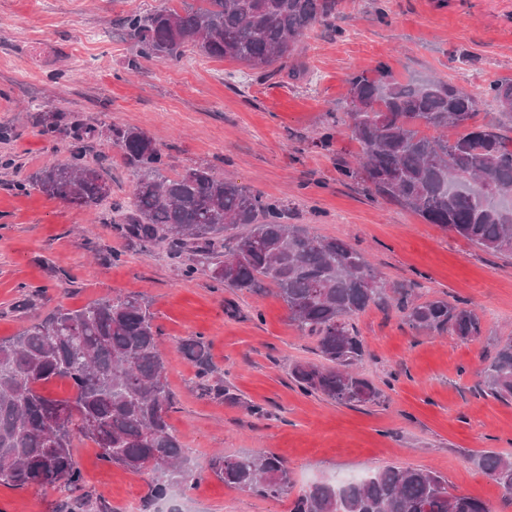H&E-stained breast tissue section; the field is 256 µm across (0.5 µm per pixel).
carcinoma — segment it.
I'll use <instances>...</instances> for the list:
<instances>
[{
	"label": "carcinoma",
	"mask_w": 512,
	"mask_h": 512,
	"mask_svg": "<svg viewBox=\"0 0 512 512\" xmlns=\"http://www.w3.org/2000/svg\"><path fill=\"white\" fill-rule=\"evenodd\" d=\"M340 0H194L124 21L139 56L181 59L192 47L213 59L264 72L293 56L315 23L336 16ZM501 113L512 120V79L489 85ZM345 125L361 150L343 173L361 179L378 197L395 201L493 253H512V140L476 125L475 99L443 79L398 80L385 66L377 77L349 79ZM454 128L455 137L444 135ZM112 140L136 176L124 231L143 242L192 249L226 288L252 291L267 281L288 306L297 328L316 341L320 362L298 363L291 377L307 394L346 406L377 404L382 391L356 371L364 340L349 320L389 298L411 327L448 332L463 341L482 334L470 308L443 298L417 300L413 289L388 284L350 244L282 222V211L245 185L196 166L168 177L153 140L133 127H114ZM67 163L43 167L30 182L43 194L85 208L104 200L106 179L83 162L84 131L73 130ZM161 330L144 298L118 295L80 309L59 307L18 335L0 339V485L15 488L62 482L76 496L68 512H105L77 494L83 477L72 455L77 438L92 440L101 459L132 472H149L152 496L168 498L198 487L167 421L172 395L159 350ZM179 351L211 373L203 337ZM70 382L72 394L54 399L42 388ZM485 393L512 398V339L483 372ZM477 466L512 492V462L483 454ZM224 485L269 497L292 488L288 469L273 455L211 459ZM291 512H493L479 499L448 490L425 468L388 465L360 479L319 482L301 490Z\"/></svg>",
	"instance_id": "carcinoma-1"
}]
</instances>
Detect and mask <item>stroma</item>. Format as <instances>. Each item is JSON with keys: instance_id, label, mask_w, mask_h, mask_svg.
<instances>
[{"instance_id": "stroma-1", "label": "stroma", "mask_w": 512, "mask_h": 512, "mask_svg": "<svg viewBox=\"0 0 512 512\" xmlns=\"http://www.w3.org/2000/svg\"><path fill=\"white\" fill-rule=\"evenodd\" d=\"M164 3L0 0V338L60 305L127 294L148 301L174 397L168 422L205 471L185 512H289L291 495L240 491L207 473L213 457L242 453L276 454L299 490L388 465L426 468L450 492L512 512V495L475 463L487 452L512 460V400L481 384L512 337V254L483 251L345 177L342 165L359 149L348 133L320 142L346 118L350 77L382 64L402 81L439 77L464 88L477 100V123L512 138V120L486 92L512 78V0H341L335 21L315 24L267 77L191 52L139 57L120 21ZM75 123L95 129L83 156L111 186L92 209L19 189L37 169L68 160ZM113 126L152 138L167 173L212 167L284 205V223L365 253L388 283L465 303L481 336L415 330L393 303L373 305L353 323L367 349L359 371L382 390L380 403L349 407L302 392L289 370L318 361L316 342L273 286L227 288L202 267L184 276L194 255L123 231L113 205L130 201L133 176L106 135ZM195 336L209 344L205 383L178 350ZM99 453L90 440L74 443L82 496L107 512H126L131 500L156 512L149 474ZM63 498L50 487L0 485V512H58Z\"/></svg>"}]
</instances>
